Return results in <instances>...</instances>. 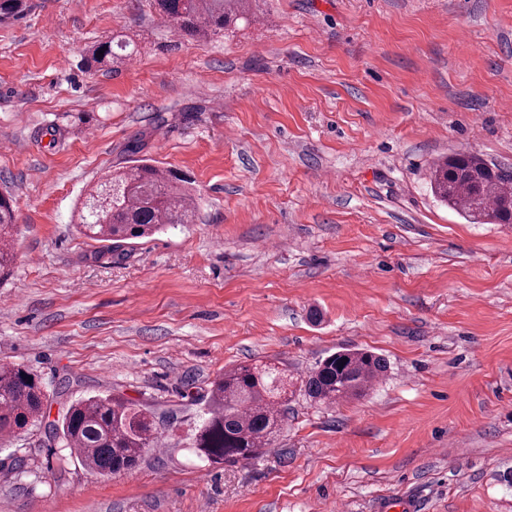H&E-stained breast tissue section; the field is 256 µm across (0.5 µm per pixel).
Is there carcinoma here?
<instances>
[{"instance_id":"obj_1","label":"carcinoma","mask_w":512,"mask_h":512,"mask_svg":"<svg viewBox=\"0 0 512 512\" xmlns=\"http://www.w3.org/2000/svg\"><path fill=\"white\" fill-rule=\"evenodd\" d=\"M159 15L182 36L201 39L219 34L244 18L251 0H153ZM27 0H0V21L21 18ZM130 41L110 39L92 47L88 65L124 63ZM188 178L145 160L110 171L85 194L77 211L83 234L101 243L99 255L112 256L129 241L149 238L168 225L193 224L197 207ZM434 196L474 223L512 224V168L490 165L477 156L457 154L431 173ZM17 215L0 194V278L14 258ZM386 371L385 360L369 351L341 350L321 360L301 388L313 401L334 404L362 395ZM47 392L28 369L0 365V436L46 422L56 443L53 455L72 459L100 476L138 466L162 437L163 420L120 395L94 394L71 402L53 421ZM288 379L268 365L240 364L210 383L208 409L193 430L197 455L210 464L258 459L284 425Z\"/></svg>"}]
</instances>
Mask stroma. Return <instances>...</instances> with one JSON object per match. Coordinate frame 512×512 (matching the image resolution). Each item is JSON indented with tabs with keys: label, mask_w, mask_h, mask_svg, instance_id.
<instances>
[{
	"label": "stroma",
	"mask_w": 512,
	"mask_h": 512,
	"mask_svg": "<svg viewBox=\"0 0 512 512\" xmlns=\"http://www.w3.org/2000/svg\"><path fill=\"white\" fill-rule=\"evenodd\" d=\"M30 3L0 22V364L50 417L99 392L173 423L111 477L58 466L37 426L1 441L0 512H512V224L429 183L455 153L512 168V0H255L201 40L151 0ZM119 35L130 61L84 66ZM137 157L189 176L198 220L99 257L74 209ZM344 348L388 362L364 397L294 392L264 457L198 458L217 374L293 381ZM17 224V215L11 199L0 194V278L7 276L14 258L13 233Z\"/></svg>",
	"instance_id": "35a3bbf8"
}]
</instances>
